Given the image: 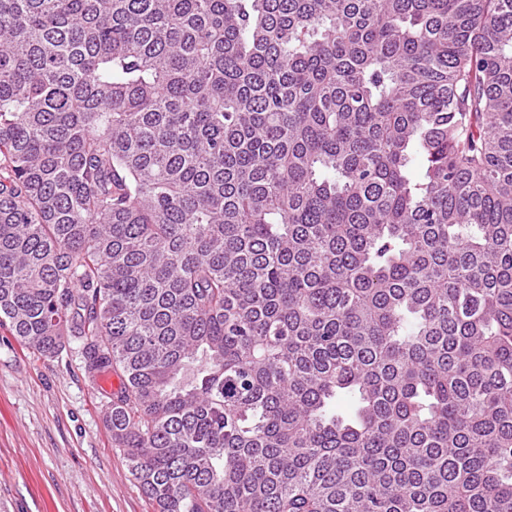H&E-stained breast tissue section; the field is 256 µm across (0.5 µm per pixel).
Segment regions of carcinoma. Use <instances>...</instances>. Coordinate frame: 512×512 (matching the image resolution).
Instances as JSON below:
<instances>
[{"instance_id":"cac0c4a2","label":"carcinoma","mask_w":512,"mask_h":512,"mask_svg":"<svg viewBox=\"0 0 512 512\" xmlns=\"http://www.w3.org/2000/svg\"><path fill=\"white\" fill-rule=\"evenodd\" d=\"M0 326L153 512H512V0H0Z\"/></svg>"}]
</instances>
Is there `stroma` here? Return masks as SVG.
Segmentation results:
<instances>
[{"instance_id": "obj_1", "label": "stroma", "mask_w": 512, "mask_h": 512, "mask_svg": "<svg viewBox=\"0 0 512 512\" xmlns=\"http://www.w3.org/2000/svg\"><path fill=\"white\" fill-rule=\"evenodd\" d=\"M78 344L38 358L0 328V512H152Z\"/></svg>"}]
</instances>
